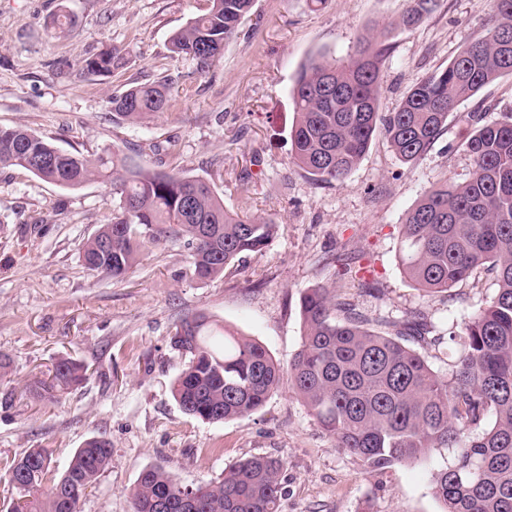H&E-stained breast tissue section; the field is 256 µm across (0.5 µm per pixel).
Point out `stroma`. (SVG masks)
Wrapping results in <instances>:
<instances>
[{"instance_id": "35a3bbf8", "label": "stroma", "mask_w": 512, "mask_h": 512, "mask_svg": "<svg viewBox=\"0 0 512 512\" xmlns=\"http://www.w3.org/2000/svg\"><path fill=\"white\" fill-rule=\"evenodd\" d=\"M208 0H0V126H24L65 152L123 151L141 166L214 178L231 210L273 218L278 231L258 253L207 281L185 277L189 250L173 240L147 247L123 281L87 271L82 243L118 198L110 183L67 190L0 167V467L33 448L63 470L94 436L112 462L80 512H132L140 471L158 465L182 484L217 481L236 461L281 459L280 512H442L433 472L452 451L377 475L336 446L288 384L250 417L208 423L184 414L170 393L182 359L170 345L181 317L202 314L256 339L280 364L299 349V302L324 285L363 313L423 311L439 328L462 324L496 292L478 270L448 292L418 290L398 264L405 214L433 186L468 179L463 117L512 110V76L461 103L417 162L400 161L376 131L362 161L338 184L317 185L293 162V88L302 65L323 53L347 60L369 26L389 23L407 0H255L239 34L209 71L169 50L171 35ZM490 0H443L417 27L397 31L384 64L380 110L390 112L418 80L447 67L491 19ZM73 14L75 31L46 26ZM118 48L124 65L107 77L78 73L80 60ZM171 78V108L144 123L112 120L109 99L130 82ZM374 294L361 290L365 266ZM88 376L57 402L21 397L23 385L60 358ZM12 405H4V398Z\"/></svg>"}]
</instances>
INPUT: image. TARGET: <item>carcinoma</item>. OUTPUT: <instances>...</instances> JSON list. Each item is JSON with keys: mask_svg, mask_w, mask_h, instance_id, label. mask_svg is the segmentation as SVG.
Listing matches in <instances>:
<instances>
[{"mask_svg": "<svg viewBox=\"0 0 512 512\" xmlns=\"http://www.w3.org/2000/svg\"><path fill=\"white\" fill-rule=\"evenodd\" d=\"M209 8L170 38V51L205 72L239 33L254 0H209ZM441 0H408L399 26L410 28L437 10ZM68 14L53 18L52 36L73 31ZM394 28L359 36L354 54L338 64L320 56L300 70L293 90V160L316 184L345 179L383 125L394 153L405 163L424 155L458 105L483 87L512 75V0H494L486 33L444 70L417 81L394 111L379 112L382 63ZM117 49L82 60L80 73L105 76L121 65ZM116 123H138L169 107L167 82L132 83L111 100ZM461 146L472 157L471 177L429 190L404 218L399 263L426 292H446L481 266L494 274L495 295L460 330L443 333L422 311L399 319L370 320L336 298L333 288L308 289L300 300L304 337L289 361L288 381L336 447L378 473L454 449L453 460L433 477L443 512H512V112L495 121L469 112ZM0 166L24 169L57 186L77 188L106 178L119 203L112 220L82 245L83 266L124 280L146 244L183 239L189 275L205 281L233 261L258 253L275 231L269 217L231 211L199 177L134 165L105 150L94 158L58 151L21 127H0ZM422 348L448 341L459 355L448 375L431 367ZM170 344L184 363L171 385L181 410L209 423L258 412L279 388L283 369L257 341L204 315L175 323ZM89 366L61 358L48 378H34L22 394L54 402L81 385ZM112 461V441L92 437L57 473L45 450L33 448L4 467L16 491L10 512H80ZM284 463L264 456L235 462L224 477L186 487L158 466L141 470L131 491L133 512H279Z\"/></svg>", "mask_w": 512, "mask_h": 512, "instance_id": "carcinoma-1", "label": "carcinoma"}]
</instances>
